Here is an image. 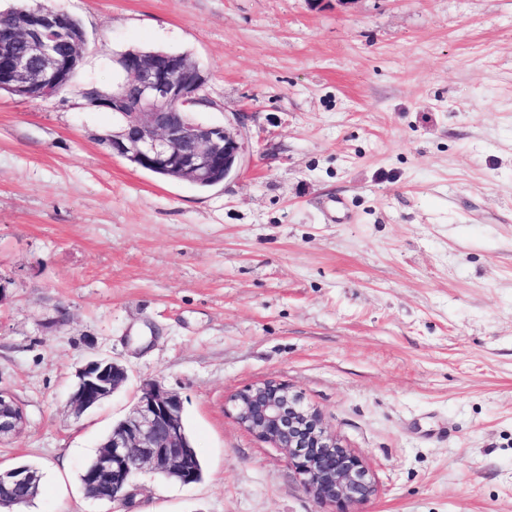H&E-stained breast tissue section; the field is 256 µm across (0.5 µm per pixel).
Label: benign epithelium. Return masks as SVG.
<instances>
[{
  "label": "benign epithelium",
  "instance_id": "7a95c632",
  "mask_svg": "<svg viewBox=\"0 0 512 512\" xmlns=\"http://www.w3.org/2000/svg\"><path fill=\"white\" fill-rule=\"evenodd\" d=\"M87 38L78 39L68 13L41 7L20 9L13 21L0 23V87L17 95L46 98L66 84L83 63ZM117 80L112 98L83 96L88 104L112 108L115 124L108 144L115 156L133 158L138 167L164 170L180 180L197 178L224 165V178L241 165L243 144L226 126L188 125L175 120L173 109L199 102L207 76L199 63L178 53L126 50L112 58ZM128 379L126 367L109 358L89 361L77 372L71 396L80 414L110 397ZM237 422L261 440L288 454V463L303 476L304 487L333 512H358L370 500L375 484L361 459L324 424L321 414L305 406L287 384L265 380L229 400ZM183 401L160 384L147 381L129 413L112 427L87 482L112 476L111 495L122 501L145 469L193 482L184 454ZM28 418L15 396L0 389V441L21 432ZM41 475L26 467L0 470V484L36 486Z\"/></svg>",
  "mask_w": 512,
  "mask_h": 512
}]
</instances>
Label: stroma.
I'll return each instance as SVG.
<instances>
[{
    "instance_id": "35a3bbf8",
    "label": "stroma",
    "mask_w": 512,
    "mask_h": 512,
    "mask_svg": "<svg viewBox=\"0 0 512 512\" xmlns=\"http://www.w3.org/2000/svg\"><path fill=\"white\" fill-rule=\"evenodd\" d=\"M72 89L0 92V388L39 467L23 512H325L224 403L288 384L360 457L363 512H512V0H46ZM185 51L240 170L201 190L113 156L112 57ZM129 379L70 397L87 361ZM154 380L205 469L90 499L81 465ZM128 379L126 367L109 358L89 361L77 372L71 396L73 410L80 414L110 397Z\"/></svg>"
}]
</instances>
